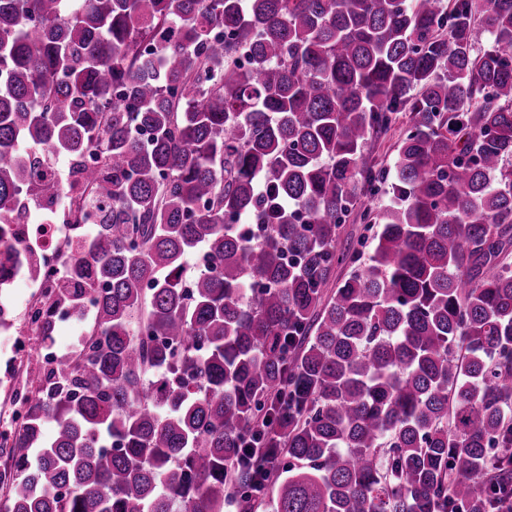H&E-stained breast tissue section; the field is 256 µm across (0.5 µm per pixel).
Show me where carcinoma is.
<instances>
[{"label":"carcinoma","instance_id":"cac0c4a2","mask_svg":"<svg viewBox=\"0 0 512 512\" xmlns=\"http://www.w3.org/2000/svg\"><path fill=\"white\" fill-rule=\"evenodd\" d=\"M32 189L95 215L39 335L95 311L0 512H512V0H0V227ZM400 115V121L396 125L395 129L388 133V135L381 137L380 139L372 138L369 139L365 154L369 158V161L378 165V167H385L387 170H391L393 173V165L396 156V143L399 138V126H402V121L406 118L404 114ZM374 230H366V224L360 223L359 220L352 219L342 225L341 242L343 244L352 243L357 249L363 253L366 258L372 248V235Z\"/></svg>","mask_w":512,"mask_h":512}]
</instances>
